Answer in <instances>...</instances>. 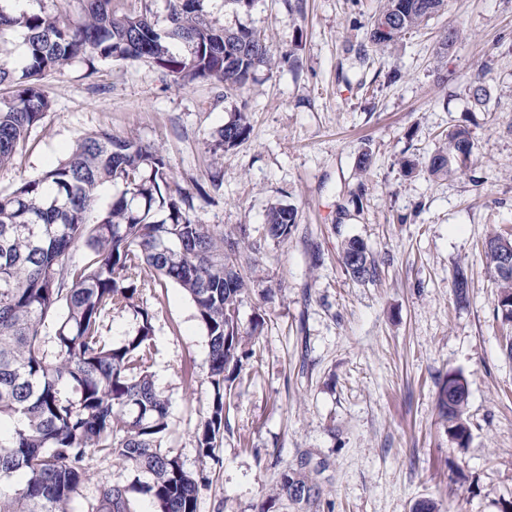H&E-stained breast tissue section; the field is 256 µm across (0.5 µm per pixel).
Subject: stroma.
<instances>
[{"mask_svg": "<svg viewBox=\"0 0 512 512\" xmlns=\"http://www.w3.org/2000/svg\"><path fill=\"white\" fill-rule=\"evenodd\" d=\"M206 0L227 29L260 32L282 63L254 70L238 91L182 85L143 62L48 76L53 107L13 163L0 193L64 159L85 134L105 131L159 149L190 193L192 219L218 236L245 232L236 254L253 291L239 309L245 368L214 458L196 432L210 415L209 345L195 305L178 285L140 287L153 327L150 372L168 401L166 448L202 474L198 512H258L286 469L305 466L322 488L317 512H501L512 500V325L496 310L497 283L478 247L512 235V0H447L419 30L384 47L366 26L380 0ZM462 38L447 52L449 28ZM483 74L486 106L468 88ZM247 109L239 146L212 151L213 134ZM468 129V169L426 171L448 131ZM370 153L368 174L357 160ZM296 209L274 240L272 206ZM378 265L358 282L341 263L346 240ZM472 284L458 299L452 280ZM469 388L471 439L448 440L436 393L447 374ZM129 468L98 458L76 505L100 486L129 484Z\"/></svg>", "mask_w": 512, "mask_h": 512, "instance_id": "stroma-1", "label": "stroma"}]
</instances>
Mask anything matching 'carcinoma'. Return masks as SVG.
<instances>
[{
  "mask_svg": "<svg viewBox=\"0 0 512 512\" xmlns=\"http://www.w3.org/2000/svg\"><path fill=\"white\" fill-rule=\"evenodd\" d=\"M72 21L61 13L6 14L0 38L24 32L23 63L0 56V168L52 109L44 79L75 60H133L154 65L180 83L209 80L240 89L253 70L272 60L270 46L248 28L229 30L208 19L205 0H167L170 28L159 32L148 13L118 16L112 0H84ZM447 0H384L373 17L369 41L387 45L445 9ZM399 31L381 32L383 20ZM178 41L182 50L173 51ZM244 115L228 123L214 150L249 138ZM464 129L448 132L445 147L427 171L453 174L460 154L473 155ZM116 187L104 205L99 190ZM190 195L180 187L159 151L100 131L80 138L68 156L0 194V512H74V503L98 456H111L135 473L128 485H103L88 512H135L133 494L148 496L156 512H196L201 477L188 472L164 448L168 406L149 373L152 325L139 308L135 335L113 344L104 319L134 306L135 281L162 277L193 301L209 342L211 413L197 432L201 458L215 454L224 435V412L243 360L239 306L249 281L235 264L238 242L218 237L192 219ZM296 211L269 210L266 232L288 237ZM512 238L489 236L482 246L498 284L497 311L512 322V271L502 254ZM84 251L81 264L72 253ZM342 262L357 281L377 275L365 245L348 240ZM469 390L460 372L439 385L436 408L448 438L467 447ZM320 485L303 468L286 470L278 492L312 506Z\"/></svg>",
  "mask_w": 512,
  "mask_h": 512,
  "instance_id": "obj_1",
  "label": "carcinoma"
}]
</instances>
